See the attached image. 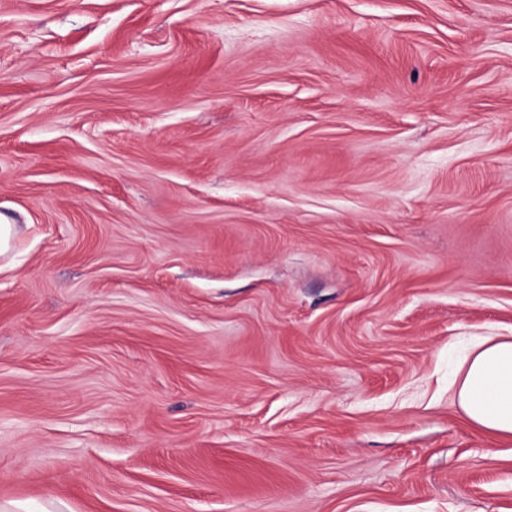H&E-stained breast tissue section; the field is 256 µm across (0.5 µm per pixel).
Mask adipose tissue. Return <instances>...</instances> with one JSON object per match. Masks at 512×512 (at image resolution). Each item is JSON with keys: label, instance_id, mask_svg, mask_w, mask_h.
I'll return each mask as SVG.
<instances>
[{"label": "adipose tissue", "instance_id": "adipose-tissue-1", "mask_svg": "<svg viewBox=\"0 0 512 512\" xmlns=\"http://www.w3.org/2000/svg\"><path fill=\"white\" fill-rule=\"evenodd\" d=\"M454 401L467 421L512 439V336H474L460 360Z\"/></svg>", "mask_w": 512, "mask_h": 512}]
</instances>
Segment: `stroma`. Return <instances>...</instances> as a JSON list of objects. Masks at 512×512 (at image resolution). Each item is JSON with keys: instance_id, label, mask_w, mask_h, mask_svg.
<instances>
[{"instance_id": "stroma-1", "label": "stroma", "mask_w": 512, "mask_h": 512, "mask_svg": "<svg viewBox=\"0 0 512 512\" xmlns=\"http://www.w3.org/2000/svg\"><path fill=\"white\" fill-rule=\"evenodd\" d=\"M0 217V512H512V0H0ZM455 384V404L470 424L512 439V336H472Z\"/></svg>"}]
</instances>
